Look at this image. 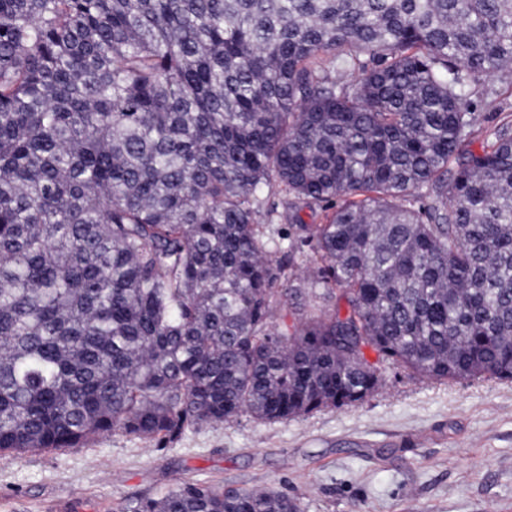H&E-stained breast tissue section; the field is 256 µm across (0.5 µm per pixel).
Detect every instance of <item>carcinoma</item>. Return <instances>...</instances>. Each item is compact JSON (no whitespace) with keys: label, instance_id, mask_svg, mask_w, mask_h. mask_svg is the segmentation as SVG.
<instances>
[{"label":"carcinoma","instance_id":"carcinoma-1","mask_svg":"<svg viewBox=\"0 0 512 512\" xmlns=\"http://www.w3.org/2000/svg\"><path fill=\"white\" fill-rule=\"evenodd\" d=\"M511 63L512 0H0V453L355 405L366 348L512 381V124L463 150ZM274 183L334 204L299 239L336 305L292 326ZM127 512L300 507L186 483Z\"/></svg>","mask_w":512,"mask_h":512}]
</instances>
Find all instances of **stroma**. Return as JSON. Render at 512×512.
<instances>
[{
	"label": "stroma",
	"mask_w": 512,
	"mask_h": 512,
	"mask_svg": "<svg viewBox=\"0 0 512 512\" xmlns=\"http://www.w3.org/2000/svg\"><path fill=\"white\" fill-rule=\"evenodd\" d=\"M468 100L475 126L464 147L477 152L489 130L512 120V81L483 78ZM261 207L275 213L269 251L286 267L275 323L333 308L311 285L314 254L295 225L325 223L327 205L289 207L273 186ZM382 375L362 403L300 418L242 413L170 441L116 430L80 448L0 454V512H124L184 481L273 488L301 512H512V382H440L391 361Z\"/></svg>",
	"instance_id": "stroma-1"
}]
</instances>
